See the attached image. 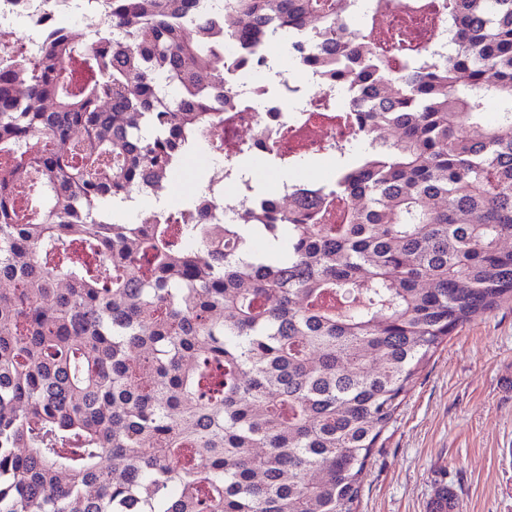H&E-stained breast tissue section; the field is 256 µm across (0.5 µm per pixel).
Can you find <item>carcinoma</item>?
I'll return each mask as SVG.
<instances>
[{
  "mask_svg": "<svg viewBox=\"0 0 512 512\" xmlns=\"http://www.w3.org/2000/svg\"><path fill=\"white\" fill-rule=\"evenodd\" d=\"M199 0H111L90 45L0 68V512H356L409 386L512 295V0H448V57L394 76L381 48L316 222L117 224L110 205L224 140ZM256 37L336 29L340 0H232ZM288 246L271 261L252 232ZM200 236V249L182 241ZM145 357L133 367L127 351ZM112 461L102 466L103 459Z\"/></svg>",
  "mask_w": 512,
  "mask_h": 512,
  "instance_id": "1",
  "label": "carcinoma"
}]
</instances>
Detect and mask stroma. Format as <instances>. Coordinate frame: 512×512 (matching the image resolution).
Instances as JSON below:
<instances>
[{
	"instance_id": "obj_1",
	"label": "stroma",
	"mask_w": 512,
	"mask_h": 512,
	"mask_svg": "<svg viewBox=\"0 0 512 512\" xmlns=\"http://www.w3.org/2000/svg\"><path fill=\"white\" fill-rule=\"evenodd\" d=\"M172 191L118 212L125 223L184 207L212 168L185 157ZM460 512H512V297L457 327L410 385L361 474L358 512H428L441 487Z\"/></svg>"
}]
</instances>
